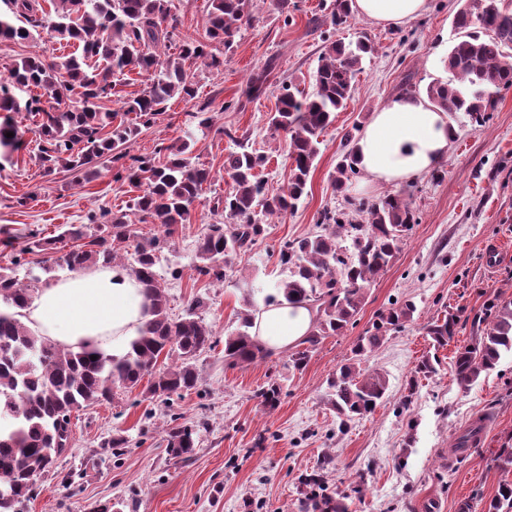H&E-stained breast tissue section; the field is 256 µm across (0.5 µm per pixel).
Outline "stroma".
<instances>
[{"instance_id":"obj_1","label":"stroma","mask_w":512,"mask_h":512,"mask_svg":"<svg viewBox=\"0 0 512 512\" xmlns=\"http://www.w3.org/2000/svg\"><path fill=\"white\" fill-rule=\"evenodd\" d=\"M330 3L288 0L283 8L265 0L256 19L223 51V67L194 66V101L172 98L156 124L131 143L132 154L152 155L161 139L182 134L197 106L208 107L212 128L197 135L192 157L211 170L213 180L187 223L176 225L174 245L162 262L184 268L181 279L166 283L172 314L181 315L194 297H207L203 316L217 345L199 358L198 389L172 404L141 386L75 413L72 446L39 480L27 512H96L118 498L127 502L126 512H302L307 475L320 476L346 512H460L464 506L486 512L502 478L492 458L512 446V356L466 391L456 384L454 356L479 335L477 318L489 305L512 300V90L500 93L482 130L454 116L458 137L447 160L412 183L416 222L396 260L368 289L355 324L324 338L303 370L289 369L285 349L264 362L225 365L222 340L238 325L243 291L212 284L191 268L197 241L214 221L209 197L232 187L224 175V155L232 147L227 131L268 155L260 176L271 188L282 186L288 179L285 142L269 128L268 117L283 86L311 92L325 43L364 35L377 51L364 60L353 99L321 136L306 199L270 224L266 238L242 259L243 275L258 287H271L279 278L281 241L315 233L318 212L342 204L344 197L333 193L330 181L344 133L361 135L373 112L396 94H422L432 82L452 80L444 60L457 38L459 0H429L423 17L397 28L359 17L346 27H315L314 19L328 14ZM35 53L63 61L80 56L81 49L43 31L25 42L0 41V81L20 58ZM266 66L271 73L265 89L249 95L250 75ZM138 193L134 185L114 181L108 167L81 182L65 171L44 175L25 150L0 158V228H9L21 247L29 233L56 237L61 225L83 223L88 211L102 205L126 212L144 233L163 234L161 225L141 222L129 211ZM491 243L500 249L493 269L484 263ZM407 301L416 306L412 322L360 362L386 373V401L373 414L339 427L322 401L328 378L351 357L381 311ZM446 311L458 321L447 346L437 348L425 327ZM427 355L439 358L437 373L408 390L416 364ZM272 379L282 390L277 407L268 410L257 394ZM480 417L486 420L481 436L466 458L457 459L455 437ZM171 419L197 429L189 460L167 452L158 424ZM118 431L129 446L116 459L102 443Z\"/></svg>"}]
</instances>
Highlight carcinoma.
Masks as SVG:
<instances>
[{"label":"carcinoma","mask_w":512,"mask_h":512,"mask_svg":"<svg viewBox=\"0 0 512 512\" xmlns=\"http://www.w3.org/2000/svg\"><path fill=\"white\" fill-rule=\"evenodd\" d=\"M11 15L0 12V39L27 41L32 32L47 29L60 39L82 44L81 59L50 62L39 55L22 58L0 84V112H24L40 117L35 131V159L47 174L73 171L88 181L99 174L102 161L116 168L115 180L142 188L130 208L165 227V235L145 238L127 214L100 207L88 212L86 223L68 225L56 238H29L21 253L49 251L59 241L75 245L51 257L42 274L20 273L21 259L0 266V512H14L15 501L31 498L37 480L71 448V414L114 400L117 392H133L145 377L147 390L172 400L198 388L202 379L198 357L212 349L213 330L201 310L207 301L192 299L183 314L170 315L164 276L156 266L163 250L172 246L173 227L189 220L203 187L211 183V171L191 160L193 136L185 134L162 144L152 156L129 154V145L141 128L154 125L166 103L176 95L195 98L191 66L224 65L214 53L229 49L242 27L255 18L257 0H211L205 40H187L168 52L174 40L176 19L171 0H57L56 19L33 13L31 0H0ZM352 15L350 0H333L330 25L346 24ZM23 18L17 24L13 18ZM458 38L448 51L445 65L454 81H436L427 87L428 98L453 115L462 114L475 131L489 120L498 96L512 88V11L502 0H466L455 17ZM374 47L365 36L345 44L331 42L318 56L314 90L302 94L288 87L280 94L269 126L286 136V185L266 189L256 171L267 156L249 149L229 131L235 149L224 156V174L232 190L211 200V214L226 217L206 225L199 238L193 268L214 282L234 279L244 288L246 310L239 326L224 336V363L229 366L265 361L272 350L260 344L251 329L260 305L282 299L307 302L315 312L304 348L288 355V364L303 369L321 339L341 334L355 322L364 291L392 264L401 244L416 223L411 207L412 190L403 187L376 200L347 196L348 182L359 174L354 135L343 136V150L332 176L334 193L344 196L350 211L324 209L316 224L320 231L286 240L279 247L284 277L263 293L245 278L235 279L239 258L266 237L272 221L294 210L308 195V181L319 153L320 137L335 112L352 98L362 61ZM135 71L148 75L144 91L122 101L121 111L134 115L131 122L116 121L118 112L106 107L112 97L114 78ZM40 89L54 100L31 95L21 101L10 87ZM11 132L13 136L6 137ZM23 146L18 126L0 123V154L8 158ZM125 266L143 285L148 319L140 335L122 356L100 349L74 351L37 335L24 322L27 307L39 284L49 285L58 269L77 271L92 266ZM415 305L392 304L378 316L352 350V357L328 380L324 403L336 412L340 426L371 414L385 398L389 380L385 373L359 368V357L379 348L391 332H399L413 318ZM456 316L446 313L427 325L435 345L448 344ZM512 355V301L499 302L488 311L485 327L475 342L457 351L456 382L468 390L483 373ZM97 356L91 360L90 356ZM279 383L272 381L258 397L267 409L277 406ZM483 426L473 423L454 443L465 457L478 440ZM170 456L185 460L194 454L196 429L175 426L165 429ZM304 512H344L343 505L323 492L311 491ZM487 512H512V479L499 482Z\"/></svg>","instance_id":"1"}]
</instances>
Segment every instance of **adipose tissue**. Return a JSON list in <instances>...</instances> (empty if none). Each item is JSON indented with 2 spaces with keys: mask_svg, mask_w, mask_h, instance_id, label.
Instances as JSON below:
<instances>
[{
  "mask_svg": "<svg viewBox=\"0 0 512 512\" xmlns=\"http://www.w3.org/2000/svg\"><path fill=\"white\" fill-rule=\"evenodd\" d=\"M354 12L388 27L404 25L428 9V0H352ZM457 129L447 112L412 92L393 96L373 112L357 144L358 167L367 186L411 182L447 160ZM38 335L73 350L98 348L120 356L144 325V293L122 265L71 277L38 290L24 311ZM314 313L303 302L267 306L253 336L282 350L308 336Z\"/></svg>",
  "mask_w": 512,
  "mask_h": 512,
  "instance_id": "adipose-tissue-1",
  "label": "adipose tissue"
}]
</instances>
